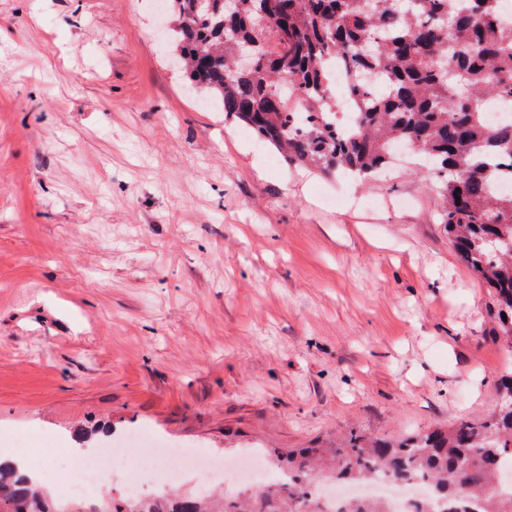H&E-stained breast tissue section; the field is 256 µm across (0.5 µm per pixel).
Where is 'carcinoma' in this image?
<instances>
[{"mask_svg":"<svg viewBox=\"0 0 512 512\" xmlns=\"http://www.w3.org/2000/svg\"><path fill=\"white\" fill-rule=\"evenodd\" d=\"M168 35L190 86L246 133L293 165L360 182L391 163L406 142L422 156L442 200L440 223L468 267L495 290L498 336L512 347V3L509 0H165ZM262 46L250 68L238 51ZM349 69V118H338L330 64ZM508 109L489 125L486 105ZM491 414L398 441L352 432L328 448H304L283 463L288 482L235 496L178 489L102 512H327L314 490L336 481H423L443 512H512V371ZM0 512H75L28 479L0 473ZM335 512H388L349 500Z\"/></svg>","mask_w":512,"mask_h":512,"instance_id":"obj_1","label":"carcinoma"}]
</instances>
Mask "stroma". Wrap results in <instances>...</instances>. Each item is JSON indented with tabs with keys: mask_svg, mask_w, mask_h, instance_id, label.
<instances>
[{
	"mask_svg": "<svg viewBox=\"0 0 512 512\" xmlns=\"http://www.w3.org/2000/svg\"><path fill=\"white\" fill-rule=\"evenodd\" d=\"M170 54L152 0H0V448L235 459L492 410L512 347L415 161L268 165Z\"/></svg>",
	"mask_w": 512,
	"mask_h": 512,
	"instance_id": "1",
	"label": "stroma"
}]
</instances>
